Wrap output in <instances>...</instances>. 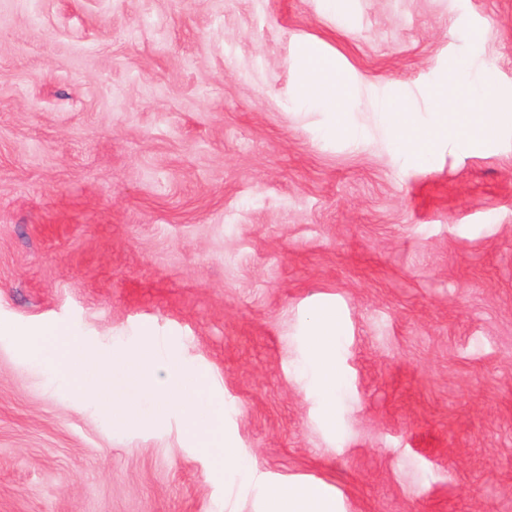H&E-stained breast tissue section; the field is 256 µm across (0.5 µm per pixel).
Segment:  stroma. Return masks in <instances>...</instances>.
Here are the masks:
<instances>
[{"instance_id":"stroma-1","label":"stroma","mask_w":512,"mask_h":512,"mask_svg":"<svg viewBox=\"0 0 512 512\" xmlns=\"http://www.w3.org/2000/svg\"><path fill=\"white\" fill-rule=\"evenodd\" d=\"M312 55L351 94L307 102ZM466 85L512 113V0H0V512H512V123L426 160L388 123ZM47 329L159 342L264 486L182 415L113 429ZM305 322L307 347L318 377L317 399L325 419L335 428L336 392L341 383L333 353L339 329L336 310L315 308L306 315ZM336 495L320 481L273 489L265 497L262 512H339Z\"/></svg>"}]
</instances>
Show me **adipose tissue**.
<instances>
[{
    "mask_svg": "<svg viewBox=\"0 0 512 512\" xmlns=\"http://www.w3.org/2000/svg\"><path fill=\"white\" fill-rule=\"evenodd\" d=\"M303 93L320 103L330 104L336 100V65L331 61L313 63L304 73ZM456 102L444 98L442 114L423 124L415 113H408L404 121L402 141L407 146L424 154H433L441 140L462 141L472 145L478 142L479 132L486 123L488 106L478 98H471L468 112L458 130L444 126V112L453 110ZM307 347L317 377V399L327 421H334L336 414V392L341 376L336 369L334 347L339 325L336 311L330 307H318L306 318ZM263 512H339L335 495L320 481L292 485L288 489L270 490L265 497Z\"/></svg>",
    "mask_w": 512,
    "mask_h": 512,
    "instance_id": "1",
    "label": "adipose tissue"
}]
</instances>
